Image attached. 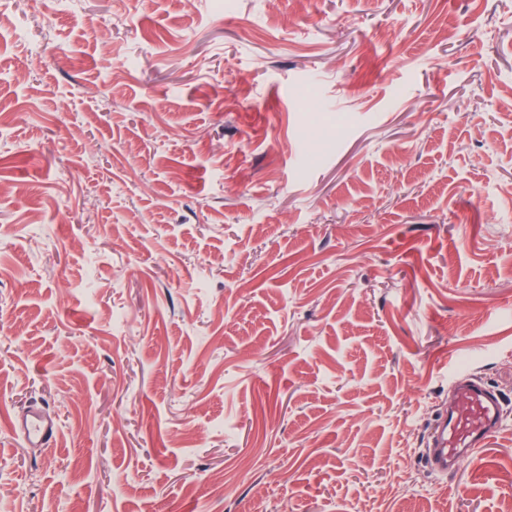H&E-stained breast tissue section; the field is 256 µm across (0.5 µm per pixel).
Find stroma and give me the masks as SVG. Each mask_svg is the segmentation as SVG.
Listing matches in <instances>:
<instances>
[{
	"label": "stroma",
	"mask_w": 512,
	"mask_h": 512,
	"mask_svg": "<svg viewBox=\"0 0 512 512\" xmlns=\"http://www.w3.org/2000/svg\"><path fill=\"white\" fill-rule=\"evenodd\" d=\"M0 15V512H512V0ZM463 376L451 383L456 399L436 424L426 457L431 470L439 474H446L460 459L473 457L501 428L499 395L482 381H463ZM21 432L30 446H45L54 439L57 429L50 418L40 411L31 410L22 421Z\"/></svg>",
	"instance_id": "35a3bbf8"
}]
</instances>
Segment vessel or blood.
<instances>
[{
  "label": "vessel or blood",
  "mask_w": 512,
  "mask_h": 512,
  "mask_svg": "<svg viewBox=\"0 0 512 512\" xmlns=\"http://www.w3.org/2000/svg\"><path fill=\"white\" fill-rule=\"evenodd\" d=\"M452 387L456 399L436 424L426 457L431 470L439 474L447 473L460 459L473 456L501 428L499 396L493 389L459 376L453 379ZM21 432L29 445L43 446L54 439L57 429L50 418L32 410L25 415Z\"/></svg>",
  "instance_id": "b4317fda"
}]
</instances>
